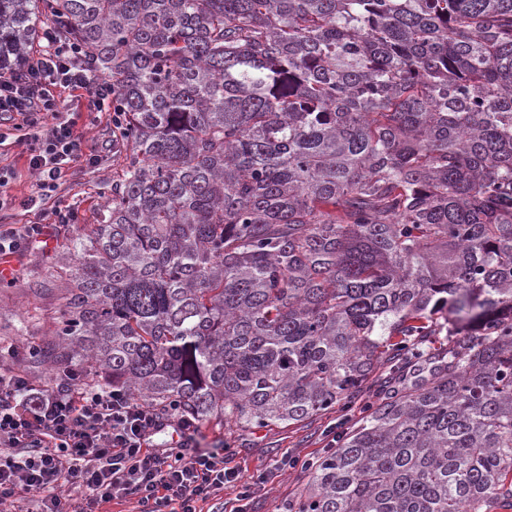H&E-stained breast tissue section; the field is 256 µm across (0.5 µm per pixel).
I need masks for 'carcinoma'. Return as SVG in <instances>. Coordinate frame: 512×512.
Listing matches in <instances>:
<instances>
[{"instance_id":"1","label":"carcinoma","mask_w":512,"mask_h":512,"mask_svg":"<svg viewBox=\"0 0 512 512\" xmlns=\"http://www.w3.org/2000/svg\"><path fill=\"white\" fill-rule=\"evenodd\" d=\"M112 75V198L35 364L197 423L392 391L291 512H512V0H0Z\"/></svg>"}]
</instances>
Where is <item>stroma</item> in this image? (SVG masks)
I'll return each mask as SVG.
<instances>
[{"instance_id":"obj_1","label":"stroma","mask_w":512,"mask_h":512,"mask_svg":"<svg viewBox=\"0 0 512 512\" xmlns=\"http://www.w3.org/2000/svg\"><path fill=\"white\" fill-rule=\"evenodd\" d=\"M55 94L61 112L73 122L81 138L84 159L96 155L100 161L93 167L86 165L84 159L71 164L50 200L54 206L73 205L77 210L75 223L50 238L47 247L29 252L12 279L0 280V343L16 345L18 355L12 359V366L28 372L38 385L51 389L57 388L62 380L60 370L32 364L27 342L51 335L63 313L58 291L66 287L70 271L57 270L54 291L41 293L37 286L48 266L66 250L70 239L95 224L102 206L112 195V151L104 146L105 140L112 137L110 113L98 111L87 92L59 88ZM1 167L12 170L14 178L9 189L13 201L0 207V224L32 221V214L22 211L18 205L19 200L33 192L36 182L28 167L25 146H0ZM22 324L28 329L27 335H16V326ZM375 390V382H368L349 408H336L300 423L270 424L261 428L200 425L197 438L201 446L224 445L229 466L235 467L239 474L237 485L225 486L218 496L203 503V512H233L238 506L244 507L245 512H287L310 481L305 461H314L329 453L328 427L342 432L356 425ZM288 455L299 458V465L280 468L282 457ZM244 484L249 485L250 493L241 503L237 496Z\"/></svg>"}]
</instances>
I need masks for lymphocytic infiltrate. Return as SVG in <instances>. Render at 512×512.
<instances>
[{
  "label": "lymphocytic infiltrate",
  "instance_id": "obj_1",
  "mask_svg": "<svg viewBox=\"0 0 512 512\" xmlns=\"http://www.w3.org/2000/svg\"><path fill=\"white\" fill-rule=\"evenodd\" d=\"M43 50L20 70L0 75V112L17 116L13 130L26 144L37 191L33 208L57 189L80 156V137L61 119L56 87L86 90L111 111L112 86L81 63L82 48L52 30ZM45 224H0V262L18 260L45 242ZM66 388L34 384L24 371L0 367V503L35 497L37 512H97L112 501H135L138 512H200L237 474L220 448H189L196 424L162 417L130 394L85 385L65 373ZM180 436L178 450L153 448L165 428Z\"/></svg>",
  "mask_w": 512,
  "mask_h": 512
}]
</instances>
